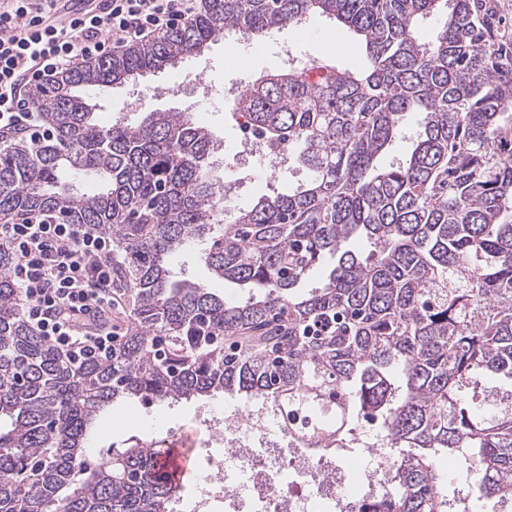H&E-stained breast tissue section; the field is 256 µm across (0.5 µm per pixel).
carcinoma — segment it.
<instances>
[{"label":"carcinoma","mask_w":512,"mask_h":512,"mask_svg":"<svg viewBox=\"0 0 512 512\" xmlns=\"http://www.w3.org/2000/svg\"><path fill=\"white\" fill-rule=\"evenodd\" d=\"M315 15L364 45L365 66L274 70L242 110L307 178L222 228L213 134L145 109L101 126L95 91L175 69L226 35ZM438 21L433 41L420 31ZM54 138L0 149V220L49 215L112 237V285L134 328L79 364L25 321L0 247V512H173L140 443L95 469L84 444L118 400L239 392L321 416L325 448L382 418L394 491L358 512H451L440 456L470 461L480 494L512 501V404L484 410L477 376L512 380V9L504 0H206L192 21L32 87ZM419 114L417 127L407 116ZM399 139L405 163H380ZM372 247L362 256L350 241ZM246 301L175 281L190 244ZM329 257L321 282L301 291Z\"/></svg>","instance_id":"1"}]
</instances>
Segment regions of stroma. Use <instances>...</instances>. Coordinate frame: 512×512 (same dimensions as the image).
Masks as SVG:
<instances>
[{
    "mask_svg": "<svg viewBox=\"0 0 512 512\" xmlns=\"http://www.w3.org/2000/svg\"><path fill=\"white\" fill-rule=\"evenodd\" d=\"M324 28L322 19L316 16L308 17L301 25L289 28L288 35L294 40L299 55L315 61H331L342 68L361 67L365 61V55L355 36L348 31L337 29L334 30L332 37L328 38L323 34ZM225 55V44L218 41L193 64V74L204 77L212 86L208 99L202 103H195L189 95L185 97L166 95L165 87L181 83L184 73L180 70L164 71L139 78L136 85L114 89L100 96L94 117L99 124H110L119 111L127 109L139 97L142 90L161 89V96L151 101L152 108L187 113L194 123L208 127L224 148L214 169L216 177H224L225 164L232 159L230 147L234 137V122L224 110V89L228 75L224 67ZM306 177L304 170L294 166L290 167L283 179L274 183L268 180L263 171L246 172L245 180L238 189L232 207L237 210L251 205L260 196L274 190L287 191L290 185ZM171 271L175 280L188 281L210 288L212 292L223 296L228 302L243 301L250 295L249 289L214 279L200 258L198 246L195 245L173 257ZM244 401L243 395L223 392L206 398L202 402L183 400L172 404L167 402L147 404L135 400L113 403L109 409L110 415L123 416L124 423L115 428L103 425L95 429L88 439L87 457L94 462L101 456L129 447L132 443H149L153 431L156 430H169L175 433L186 431L191 426L194 411L200 405L206 404L224 409L243 405ZM475 479V473L469 470L467 464L449 460L444 471V486L449 495H456L458 488L462 487L475 501L472 512H500L501 505L496 500L479 498Z\"/></svg>",
    "mask_w": 512,
    "mask_h": 512,
    "instance_id": "1",
    "label": "stroma"
}]
</instances>
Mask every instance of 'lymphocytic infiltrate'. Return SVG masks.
Masks as SVG:
<instances>
[{
	"mask_svg": "<svg viewBox=\"0 0 512 512\" xmlns=\"http://www.w3.org/2000/svg\"><path fill=\"white\" fill-rule=\"evenodd\" d=\"M59 2L0 0V144L17 134L34 143L52 135L24 98L23 82H42L152 39L203 7V0H105L98 13L60 25ZM0 245L15 257L9 274L21 290L25 320L72 359L110 358L112 314L122 307L112 287L111 237L34 215L1 224Z\"/></svg>",
	"mask_w": 512,
	"mask_h": 512,
	"instance_id": "obj_1",
	"label": "lymphocytic infiltrate"
}]
</instances>
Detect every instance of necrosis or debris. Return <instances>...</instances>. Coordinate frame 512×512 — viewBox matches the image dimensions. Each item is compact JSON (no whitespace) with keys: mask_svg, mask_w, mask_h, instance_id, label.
<instances>
[{"mask_svg":"<svg viewBox=\"0 0 512 512\" xmlns=\"http://www.w3.org/2000/svg\"><path fill=\"white\" fill-rule=\"evenodd\" d=\"M241 91L233 83L224 95L236 122L235 153L277 178L289 150L258 136L239 106ZM278 415L261 399L227 413L200 408L192 444L202 478L181 512H355L362 499L388 488L395 456L381 426H374L367 447L372 466L356 476L337 473L332 457L308 452L287 430H273Z\"/></svg>","mask_w":512,"mask_h":512,"instance_id":"4bbe7bcc","label":"necrosis or debris"}]
</instances>
